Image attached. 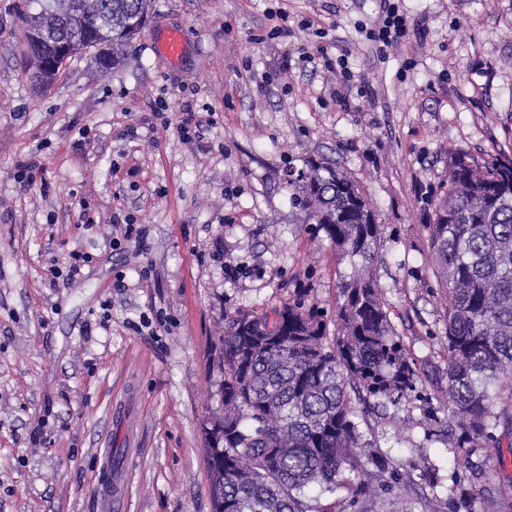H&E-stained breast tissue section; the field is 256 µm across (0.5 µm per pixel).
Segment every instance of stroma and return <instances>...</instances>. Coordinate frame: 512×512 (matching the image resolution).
I'll return each instance as SVG.
<instances>
[{"mask_svg": "<svg viewBox=\"0 0 512 512\" xmlns=\"http://www.w3.org/2000/svg\"><path fill=\"white\" fill-rule=\"evenodd\" d=\"M380 4L154 0L126 64L83 55L41 93L19 40L26 0H0V512H211L203 426L222 407L225 316L299 295L336 306L334 250L288 183L312 161L367 194L378 284L429 376L375 424L377 443L435 465L423 491L446 496L444 303L425 226L449 151L512 152V0H399L412 26L383 57L366 38ZM277 7L288 33L260 42ZM170 28L186 45L175 63L154 49ZM330 45L353 75L343 103L299 59ZM188 104L211 121L191 143L177 132ZM30 158L42 180L18 183ZM82 199L98 224L75 223ZM116 212L145 231L117 251ZM75 251L90 256L80 275L55 276Z\"/></svg>", "mask_w": 512, "mask_h": 512, "instance_id": "1", "label": "stroma"}]
</instances>
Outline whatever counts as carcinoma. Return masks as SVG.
<instances>
[{
    "label": "carcinoma",
    "instance_id": "cac0c4a2",
    "mask_svg": "<svg viewBox=\"0 0 512 512\" xmlns=\"http://www.w3.org/2000/svg\"><path fill=\"white\" fill-rule=\"evenodd\" d=\"M100 31L112 30L101 64L125 59L152 0H101ZM24 17L44 44L64 37L81 54L84 0H28ZM308 223L336 261V332L324 312L296 298L274 317L238 310L218 338L224 414L213 419L224 447L206 461L224 471L223 512H442L422 497L415 473L370 438L361 416L408 399L425 373L390 319L375 274L382 231L360 188L339 170L312 164L292 181ZM430 269L446 295L448 444L453 512H512V155H448V183L426 225ZM494 449L495 461L478 459Z\"/></svg>",
    "mask_w": 512,
    "mask_h": 512
}]
</instances>
